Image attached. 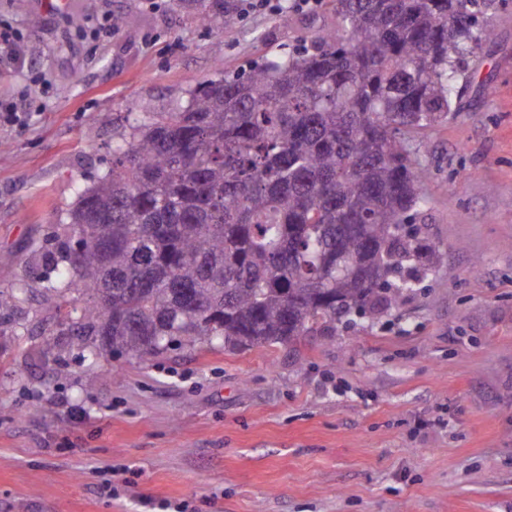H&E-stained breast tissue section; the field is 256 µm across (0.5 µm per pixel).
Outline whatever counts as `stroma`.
Here are the masks:
<instances>
[{
  "label": "stroma",
  "instance_id": "obj_1",
  "mask_svg": "<svg viewBox=\"0 0 512 512\" xmlns=\"http://www.w3.org/2000/svg\"><path fill=\"white\" fill-rule=\"evenodd\" d=\"M46 4L0 0L23 33L0 53V98L32 112L0 127V289H34L0 337V512H512V0L487 15L460 111L409 140L444 254L425 288L332 336L93 366L44 351L56 320L32 246L134 118L336 16L327 2L273 16L236 0ZM106 14L112 36L90 39Z\"/></svg>",
  "mask_w": 512,
  "mask_h": 512
}]
</instances>
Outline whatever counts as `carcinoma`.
<instances>
[{
    "instance_id": "obj_1",
    "label": "carcinoma",
    "mask_w": 512,
    "mask_h": 512,
    "mask_svg": "<svg viewBox=\"0 0 512 512\" xmlns=\"http://www.w3.org/2000/svg\"><path fill=\"white\" fill-rule=\"evenodd\" d=\"M336 28L199 83L112 146L68 210L44 300L45 351L142 363L172 343H286L368 318L443 254L407 227L426 172L403 146L460 110L465 61L491 39L492 0H331ZM27 284L0 290V335Z\"/></svg>"
}]
</instances>
